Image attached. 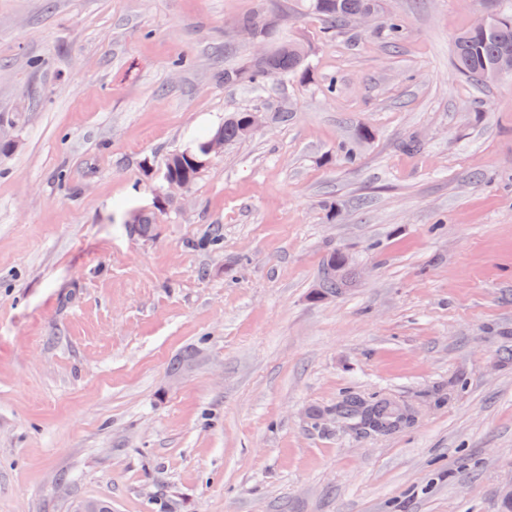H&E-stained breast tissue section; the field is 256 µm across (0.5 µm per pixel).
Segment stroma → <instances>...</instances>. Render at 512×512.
Listing matches in <instances>:
<instances>
[{"instance_id": "1", "label": "stroma", "mask_w": 512, "mask_h": 512, "mask_svg": "<svg viewBox=\"0 0 512 512\" xmlns=\"http://www.w3.org/2000/svg\"><path fill=\"white\" fill-rule=\"evenodd\" d=\"M260 6L308 79L225 84ZM382 7L399 48L302 0H0V512H506L512 78L462 77L454 40L512 0ZM244 111L155 211L165 158ZM334 250L348 285L313 298ZM351 395L412 419L354 428Z\"/></svg>"}]
</instances>
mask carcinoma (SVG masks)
<instances>
[{
  "label": "carcinoma",
  "instance_id": "1",
  "mask_svg": "<svg viewBox=\"0 0 512 512\" xmlns=\"http://www.w3.org/2000/svg\"><path fill=\"white\" fill-rule=\"evenodd\" d=\"M304 10L316 17L328 29L343 28L350 17L360 11L379 8V0H303ZM492 24L484 29L468 28L455 41V64L468 79L481 83L483 73L506 52H512V11L492 13ZM385 29L390 43L397 45L403 39V24L400 18H385ZM279 77L283 79L305 80L309 77L308 63L301 62L295 53V43L290 40L275 48L273 58L266 63L251 60L242 68L224 69V83H249L259 89L267 80ZM243 112L230 113L224 117V141L233 142L243 138L240 129ZM205 141L171 153L165 159L162 173L181 178L188 184H194L202 169L197 167ZM134 224L131 230L140 236H148L154 230V217L150 213L138 212L132 215ZM345 258L340 253H332L323 265L319 281L320 293L334 294L346 283L343 273ZM340 413L355 425L372 432L380 430L391 432L407 423L410 413L390 402L379 399L367 401L355 396L346 398L340 406Z\"/></svg>",
  "mask_w": 512,
  "mask_h": 512
}]
</instances>
